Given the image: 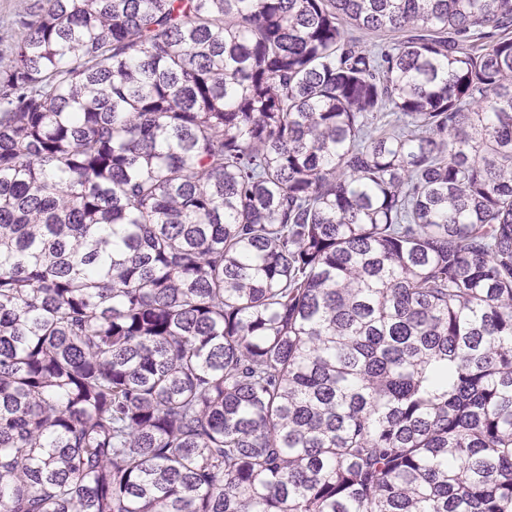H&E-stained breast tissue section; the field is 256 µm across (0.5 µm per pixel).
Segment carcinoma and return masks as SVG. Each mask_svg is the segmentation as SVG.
I'll list each match as a JSON object with an SVG mask.
<instances>
[{
  "mask_svg": "<svg viewBox=\"0 0 512 512\" xmlns=\"http://www.w3.org/2000/svg\"><path fill=\"white\" fill-rule=\"evenodd\" d=\"M16 25L0 512H512V0Z\"/></svg>",
  "mask_w": 512,
  "mask_h": 512,
  "instance_id": "obj_1",
  "label": "carcinoma"
}]
</instances>
